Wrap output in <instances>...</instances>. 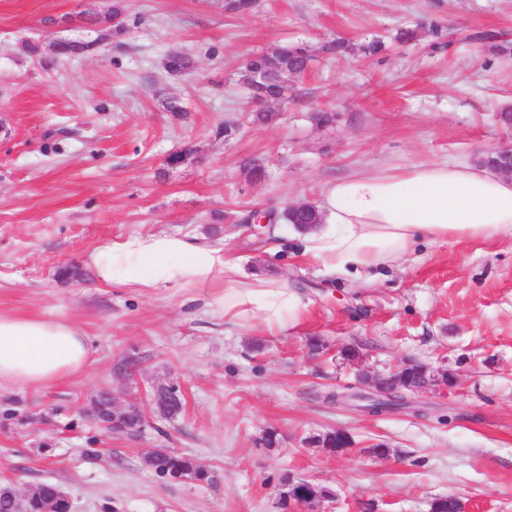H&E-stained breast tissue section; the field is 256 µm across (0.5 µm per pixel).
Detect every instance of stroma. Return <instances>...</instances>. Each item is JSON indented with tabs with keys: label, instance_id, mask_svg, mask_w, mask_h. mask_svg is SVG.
<instances>
[{
	"label": "stroma",
	"instance_id": "stroma-1",
	"mask_svg": "<svg viewBox=\"0 0 512 512\" xmlns=\"http://www.w3.org/2000/svg\"><path fill=\"white\" fill-rule=\"evenodd\" d=\"M117 1L120 36L104 21ZM401 28L415 39L395 42ZM374 39L385 51L365 54ZM62 40L87 48L62 57ZM334 40L348 51L326 52ZM297 42L309 71L271 123H250L242 61ZM175 53L192 57L191 75L167 73ZM501 111L512 112V0H261L243 17L210 0H0V312L70 319L92 349L80 379L0 394L47 417L0 427V484L56 483L73 512H283L286 473L329 492L298 512H431L445 496L464 512H512V235L423 247L368 285L302 260L287 225L260 237L239 221L319 203L358 170L479 162L512 146ZM227 122L229 138L217 133ZM249 162L264 181L248 179ZM157 229L219 239L246 271L297 283L301 321L269 334L191 312L179 294L95 287L92 248ZM406 359L448 384L379 416L327 401ZM122 360L136 376L115 372ZM168 382L184 391L182 414H148L139 435L84 414L98 389L144 405ZM333 429L349 436L343 453L308 445ZM157 448L195 456L214 484L159 479L143 463Z\"/></svg>",
	"mask_w": 512,
	"mask_h": 512
}]
</instances>
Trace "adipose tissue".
Wrapping results in <instances>:
<instances>
[{
	"mask_svg": "<svg viewBox=\"0 0 512 512\" xmlns=\"http://www.w3.org/2000/svg\"><path fill=\"white\" fill-rule=\"evenodd\" d=\"M321 222L300 232L304 256L325 273L375 281L426 245L512 234V178L488 166L422 162L357 171L326 186ZM84 263L99 286L144 295L211 288L204 305L226 325L269 333L301 320L287 279L246 272L224 246L157 231L103 241ZM91 347L76 323L0 314V392L45 388L84 375Z\"/></svg>",
	"mask_w": 512,
	"mask_h": 512,
	"instance_id": "obj_1",
	"label": "adipose tissue"
}]
</instances>
